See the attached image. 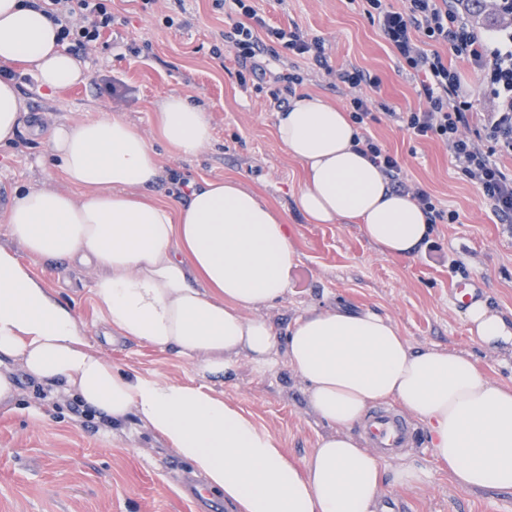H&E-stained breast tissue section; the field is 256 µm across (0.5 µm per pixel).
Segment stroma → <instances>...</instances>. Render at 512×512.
I'll return each mask as SVG.
<instances>
[{"label": "stroma", "mask_w": 512, "mask_h": 512, "mask_svg": "<svg viewBox=\"0 0 512 512\" xmlns=\"http://www.w3.org/2000/svg\"><path fill=\"white\" fill-rule=\"evenodd\" d=\"M141 5V0H112L123 23L80 56L90 75L86 83L48 94L32 69L11 65L31 120L18 135L19 145L0 147V201L11 204L19 190L64 188L47 152L55 123L122 118L159 157L162 176L153 188L159 201H182L196 182L232 177L287 215L298 252L290 287L280 301L253 311L279 336L313 307L369 309L395 325L412 348L458 353L493 381L512 386V351L482 344L453 297L461 278L478 280L480 299L512 321V230L495 223L445 146L412 140L391 119V112L416 110L418 99L410 75L397 64L362 0H254V5L273 25H295L323 39L333 71L304 66L302 93L322 96L345 111L351 91L338 71L355 65L375 78L367 90L377 116L369 134L398 156L409 179L460 215L458 223L434 225L435 260L422 252L404 259L382 255L360 225L310 224L297 211L301 166L275 135L279 107L269 77L294 63L288 50L270 60L268 74L243 80L232 54L212 53L220 32L231 24L215 0H155L147 11ZM169 16L174 26L166 25ZM107 79L119 85L120 96L105 90ZM171 93L211 117L214 140L198 156L174 152L155 127L156 105ZM37 271L114 369L213 389L277 437L298 463L333 433L310 407L307 384L285 354L265 371L246 356H235L223 379L201 377L174 352L107 336L92 291L94 270L52 261ZM13 377L16 392L0 404V512H230L222 495L208 493L202 504L187 495L184 480L191 464L136 417L108 425L100 414L79 410L76 397L31 380L21 366H14ZM401 460L421 467L424 478L412 487L384 481L378 493L383 506L398 504L401 512H512V492L458 486L430 444L407 449ZM398 461L385 466L396 467Z\"/></svg>", "instance_id": "obj_1"}]
</instances>
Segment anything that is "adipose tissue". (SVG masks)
<instances>
[{"instance_id":"1","label":"adipose tissue","mask_w":512,"mask_h":512,"mask_svg":"<svg viewBox=\"0 0 512 512\" xmlns=\"http://www.w3.org/2000/svg\"><path fill=\"white\" fill-rule=\"evenodd\" d=\"M17 62L50 91L90 78L42 11L0 0V64ZM25 112L14 81L0 78V146L14 142ZM156 120L181 156L213 141L206 111L180 95L159 102ZM275 131L302 165L295 203L308 223L358 221L387 256L421 249L428 219L355 151L358 129L346 113L315 95L296 97ZM48 148L66 189L20 193L5 215L0 402L14 396L17 361L112 422L136 416L238 512H378L384 478L411 486L422 473L411 464L385 473L350 429L373 405L395 401L427 426L435 459L457 484L512 491V386L460 354L413 349L371 310H306L283 340L267 320L250 317L286 294L297 261L287 218L262 197L227 177L193 185L174 205L152 200L146 191L162 175L158 157L116 117L56 124ZM46 260L93 268L111 335L173 350L201 376L221 379L239 354L267 369L285 352L335 434L300 465L213 390L113 370L35 275L34 264ZM466 318L486 345L512 346V326L482 301L467 306Z\"/></svg>"}]
</instances>
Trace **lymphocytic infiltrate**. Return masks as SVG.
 Wrapping results in <instances>:
<instances>
[{"label": "lymphocytic infiltrate", "mask_w": 512, "mask_h": 512, "mask_svg": "<svg viewBox=\"0 0 512 512\" xmlns=\"http://www.w3.org/2000/svg\"><path fill=\"white\" fill-rule=\"evenodd\" d=\"M365 12L377 24L400 66L418 79L422 109L399 120L411 138L432 139L448 148L457 168L476 184L497 223L512 227V0H405L397 9L388 0H365ZM235 20L221 39L236 61L250 72L263 70L265 57L284 48L297 58L329 69L324 42L298 28L271 25L252 0H225ZM492 8L500 22L487 39L470 22L474 7ZM37 7L58 28L60 43L79 54L112 31L120 18L112 0H38ZM484 74L490 89L487 109L475 112L471 94L453 60ZM339 77L352 91L349 119L357 127L375 121L373 101L363 93L368 78L358 68ZM359 153L392 183L411 196L430 222L454 224L459 214L439 208L427 190L409 185L396 155L374 138L356 139Z\"/></svg>", "instance_id": "1"}]
</instances>
